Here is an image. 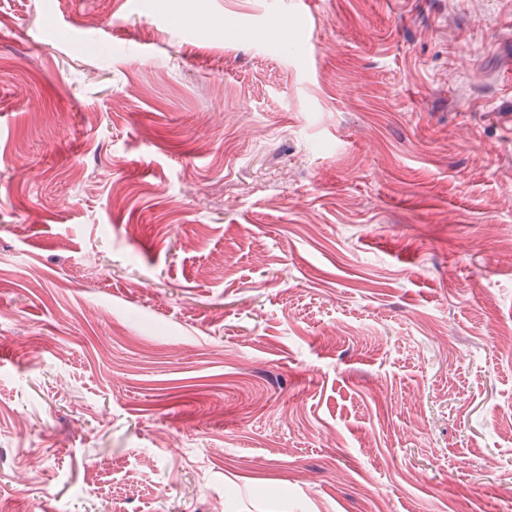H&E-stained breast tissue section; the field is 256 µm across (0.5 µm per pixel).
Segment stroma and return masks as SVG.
I'll return each mask as SVG.
<instances>
[{"instance_id":"stroma-1","label":"stroma","mask_w":512,"mask_h":512,"mask_svg":"<svg viewBox=\"0 0 512 512\" xmlns=\"http://www.w3.org/2000/svg\"><path fill=\"white\" fill-rule=\"evenodd\" d=\"M512 0H0V495L512 512Z\"/></svg>"}]
</instances>
